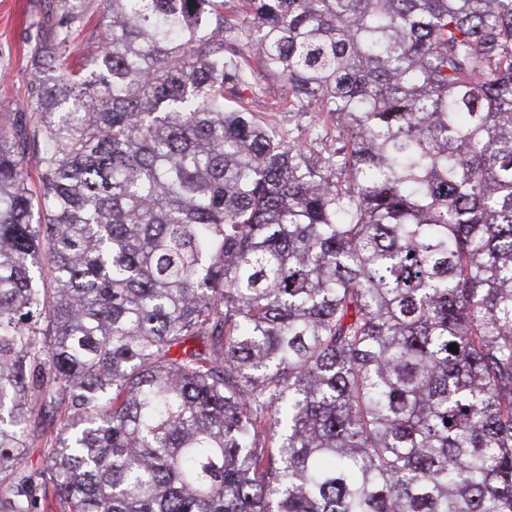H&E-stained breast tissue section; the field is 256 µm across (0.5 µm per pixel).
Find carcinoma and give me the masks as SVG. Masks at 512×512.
<instances>
[{
  "label": "carcinoma",
  "mask_w": 512,
  "mask_h": 512,
  "mask_svg": "<svg viewBox=\"0 0 512 512\" xmlns=\"http://www.w3.org/2000/svg\"><path fill=\"white\" fill-rule=\"evenodd\" d=\"M50 15L0 111V512H512V0Z\"/></svg>",
  "instance_id": "carcinoma-1"
}]
</instances>
